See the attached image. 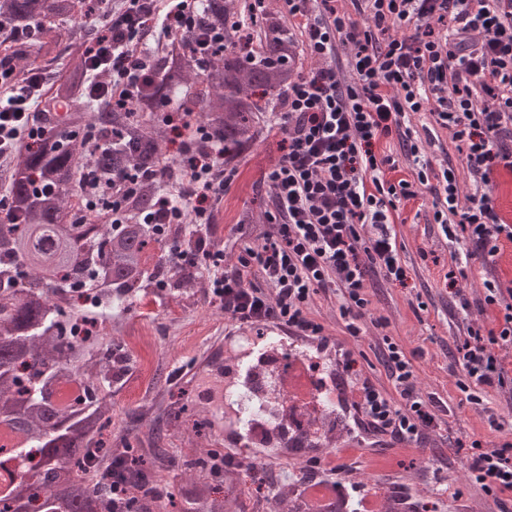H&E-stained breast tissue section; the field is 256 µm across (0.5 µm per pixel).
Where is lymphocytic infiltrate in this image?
<instances>
[{
    "label": "lymphocytic infiltrate",
    "instance_id": "1",
    "mask_svg": "<svg viewBox=\"0 0 512 512\" xmlns=\"http://www.w3.org/2000/svg\"><path fill=\"white\" fill-rule=\"evenodd\" d=\"M119 11L105 13L87 48L88 95L103 106H128L151 75L146 52L132 44L155 21L167 32L194 29L197 0H122ZM339 0H287L288 18L301 29L315 68L289 85L284 112L275 120L283 154L266 174L273 210L260 248H244L236 267L224 266V250L207 236L214 202L233 179L220 157L224 146L200 135L198 149L184 148L182 192H162L148 224L180 218L191 208V249L180 261L202 264L211 292L224 316L236 325L271 324L319 349L331 347L325 328L309 311L317 295L339 298L345 333L359 338L370 319L367 290L372 272L402 284L407 269L394 228L402 202L422 187L432 195V220L448 238L464 234L467 258L489 259L502 240L512 241V225L500 215L490 191L497 168L512 171V0H352L366 14L359 26L338 6ZM346 51L351 82L338 77L336 57ZM0 158L21 141L44 137L41 102L47 76L38 66L24 74L0 63ZM410 112L429 113L446 129L473 179L461 195L452 163L431 171L422 164L411 178L391 179L399 162L377 152L381 141L397 137L407 155L417 156L402 120ZM129 170L102 182L86 169L83 186L90 208L120 215L138 187ZM484 300L496 307L492 327H468L457 340V386L467 400L481 404L487 389L512 387L501 353L512 349V287L486 282ZM380 361L390 382L382 387L358 376L352 351L336 350V369L346 375L353 405L365 430L400 443L421 442L440 429L435 398L423 397L411 359L384 338ZM473 483L496 512H506L512 495V441L471 440Z\"/></svg>",
    "mask_w": 512,
    "mask_h": 512
}]
</instances>
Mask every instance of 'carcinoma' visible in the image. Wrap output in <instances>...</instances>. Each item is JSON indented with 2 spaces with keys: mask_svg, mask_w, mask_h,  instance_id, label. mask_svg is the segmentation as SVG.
I'll return each instance as SVG.
<instances>
[{
  "mask_svg": "<svg viewBox=\"0 0 512 512\" xmlns=\"http://www.w3.org/2000/svg\"><path fill=\"white\" fill-rule=\"evenodd\" d=\"M87 0H0V24L24 28L44 22L38 49L53 54L65 45L71 68L57 75L49 101L65 109L53 132L27 140L15 151L6 177L10 221L0 223V427L27 448L31 478L9 482L0 512H164L168 495L154 492L155 473L169 464L161 448L145 459L127 444L112 448V387L127 370L120 343L97 333L81 341L72 331L99 322L107 310L130 308L142 295L166 301L203 282L199 265L179 264L192 220L143 223L154 212L159 190L179 189L181 171L164 143L168 112H187L196 125L224 145V166L232 167L261 137L264 114L282 100L300 74L294 27L281 12L264 7L252 16L250 3L204 0V27L224 28V48L202 71L195 41L202 28L175 34L156 45L151 80L127 107L105 110L85 96V40L75 33L89 10ZM18 72L27 68V43L15 41L5 53ZM111 130L112 140L94 156L83 147L87 128ZM105 177L129 169L142 180L130 200L125 223L76 205L84 194L87 167ZM26 369V395L16 396V367ZM81 377L98 393L77 397L63 408L52 384ZM96 452L103 481L80 479L75 468ZM206 459L194 463L201 476L179 491L181 512H225L224 499L208 482ZM135 494L112 497V482Z\"/></svg>",
  "mask_w": 512,
  "mask_h": 512,
  "instance_id": "obj_1",
  "label": "carcinoma"
}]
</instances>
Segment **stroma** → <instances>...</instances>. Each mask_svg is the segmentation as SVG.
<instances>
[{
  "instance_id": "obj_1",
  "label": "stroma",
  "mask_w": 512,
  "mask_h": 512,
  "mask_svg": "<svg viewBox=\"0 0 512 512\" xmlns=\"http://www.w3.org/2000/svg\"><path fill=\"white\" fill-rule=\"evenodd\" d=\"M405 123L426 157L439 162L448 157L456 167L462 191L471 188L462 155L447 130L436 127L426 112L408 115ZM282 136L267 130L264 136L238 163L235 176L223 198L212 208L210 238L227 242L224 263L234 266L244 249V242H232V230L245 208L271 211L270 193L262 177L281 154ZM430 191L404 202L398 210V240L404 248L400 255L410 269L406 286H394L378 280L369 290L370 307L378 316L387 317V326L366 324L359 340L347 339L333 294L318 295L311 316L323 324L326 335L354 351L362 376L380 378L384 370L378 359L377 345L388 335L400 344L412 359L423 395L435 396L447 407V434L430 433L421 446L386 438L377 446H367L351 430L347 412L337 410L342 427L340 443L349 445L341 463L347 473L345 491L355 502L368 499L389 504L395 497H409L416 512H486L487 498L472 486L468 470L469 449L455 447L454 437L464 431L484 441L512 438V395L489 390L482 404L466 402L456 386L452 360L448 355L457 336L463 335L466 321L493 323L497 312L484 302V283L499 281L512 286V243L489 261L470 260L464 283L468 311H460L444 279L452 254H463L465 242L446 238L439 225L433 224ZM219 303L207 285H199L196 294L175 297L161 303L153 296L135 301L126 317L119 339L134 346L132 367L112 398V439L128 434L137 436L141 448H149L150 431L156 412L170 403H193L198 383L190 376L204 355L231 332ZM194 415H182L164 427L162 445L174 464L162 471V483L170 495H177L185 483V462L204 456L217 437H234V430L220 427L195 429ZM302 459L288 457L285 465L266 462V486L245 485L244 470L227 466L216 473V480L233 489L230 512H267L270 495L280 497L279 506L287 512L290 498L305 493L313 484L312 475H300Z\"/></svg>"
}]
</instances>
